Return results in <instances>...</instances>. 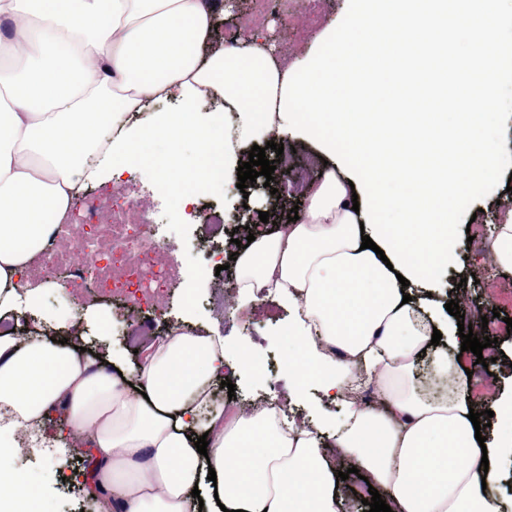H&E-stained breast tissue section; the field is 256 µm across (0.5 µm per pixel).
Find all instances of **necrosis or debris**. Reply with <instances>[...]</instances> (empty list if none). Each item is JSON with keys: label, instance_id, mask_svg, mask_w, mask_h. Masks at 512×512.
Returning a JSON list of instances; mask_svg holds the SVG:
<instances>
[{"label": "necrosis or debris", "instance_id": "obj_1", "mask_svg": "<svg viewBox=\"0 0 512 512\" xmlns=\"http://www.w3.org/2000/svg\"><path fill=\"white\" fill-rule=\"evenodd\" d=\"M123 200L115 207L101 198L88 199L87 221L63 223L34 266L48 276L64 268V282L72 288L94 281L100 296L119 295L127 314L147 302L164 310L178 273L156 233L160 219L144 211L137 196L127 194Z\"/></svg>", "mask_w": 512, "mask_h": 512}]
</instances>
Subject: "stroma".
Returning <instances> with one entry per match:
<instances>
[{
  "mask_svg": "<svg viewBox=\"0 0 512 512\" xmlns=\"http://www.w3.org/2000/svg\"><path fill=\"white\" fill-rule=\"evenodd\" d=\"M293 14L281 19L270 12L264 17L250 19L248 13L235 11L232 4L224 6V21L214 37L235 42L252 31H263L276 46L277 54L285 63L296 64L314 55L320 44L343 18L348 0H292ZM131 191L145 205L159 210L165 222L158 235L168 243L169 255L176 260L184 275L170 288V303L165 311H156L143 305L136 315L135 324H153L157 333L175 328H206L217 330L225 342L236 343L248 339L251 349L261 362L264 377L260 380L248 376L237 378L234 397L241 408L257 403H272L288 415L319 420L324 417L342 420L345 406L340 402L323 400L317 384H308L301 400L287 397L288 374L281 362L285 351L282 332L292 320V311L275 299L250 306L240 305L238 291L229 285L226 275H215L203 266L194 251V240L204 238L205 230L174 209L170 198L157 186L149 171H142L132 180ZM270 188L254 186L250 203H243L235 182H227L224 189L207 193L209 203L223 207L230 227H238L243 214L258 218L269 205ZM507 195L505 186H498L489 196L480 199L484 223L470 227L471 242L462 243L460 255L466 260L471 277L460 280L449 273L437 294L440 301L463 294L466 309L480 316L499 312L493 330H477V337L495 339V351L512 354V332L506 321L512 318V272L499 271L495 278L484 275L486 253L482 242L487 231L485 223L497 215V202ZM70 438L56 419H47L27 454L14 456L0 467L7 474L19 473L43 491L46 512H96L94 501L85 493L83 475L87 461L71 454Z\"/></svg>",
  "mask_w": 512,
  "mask_h": 512,
  "instance_id": "obj_1",
  "label": "stroma"
}]
</instances>
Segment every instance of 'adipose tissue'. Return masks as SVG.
Masks as SVG:
<instances>
[{
  "label": "adipose tissue",
  "mask_w": 512,
  "mask_h": 512,
  "mask_svg": "<svg viewBox=\"0 0 512 512\" xmlns=\"http://www.w3.org/2000/svg\"><path fill=\"white\" fill-rule=\"evenodd\" d=\"M217 0H0V321L26 313V335L0 331V415L14 429L48 416L80 441L92 464L85 491L97 512H339V465L354 462L383 488L392 512H512L482 457L512 449V395H486L508 432L481 449L469 420L468 380L432 346L458 333L431 304L404 301L395 271L363 248V214L347 177L328 171L296 221L278 224L233 258L238 301L291 306L288 395L316 382L342 394L357 368L384 395V412L348 401L341 424L287 420L275 407L213 404L226 371L260 378L246 345L212 332L154 337L137 365L106 348L84 352L86 318L42 312L49 281L25 287L72 200L88 184L150 170L178 208L235 180L247 150L279 135L287 72L262 34L213 41ZM111 87V98L99 90ZM223 97L219 111L197 103ZM175 98L176 112L153 111ZM197 146L184 164V142ZM512 272V201L488 240ZM431 350L448 395L420 394L412 374ZM207 437L206 454L194 441ZM216 481H209V474ZM199 497H192V490Z\"/></svg>",
  "instance_id": "obj_1"
}]
</instances>
